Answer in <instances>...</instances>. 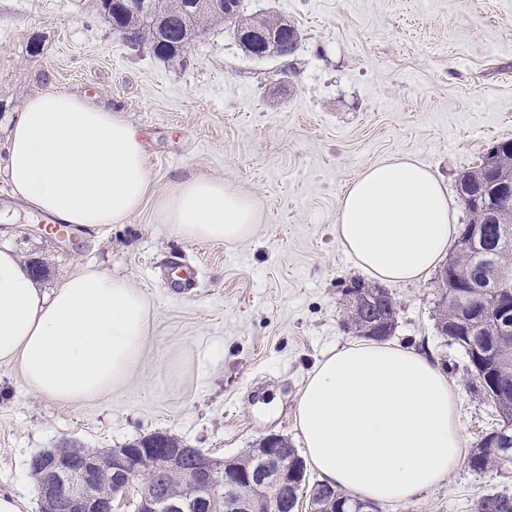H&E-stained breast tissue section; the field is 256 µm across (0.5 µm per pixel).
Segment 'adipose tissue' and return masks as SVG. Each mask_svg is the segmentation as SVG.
Listing matches in <instances>:
<instances>
[{"instance_id": "adipose-tissue-1", "label": "adipose tissue", "mask_w": 512, "mask_h": 512, "mask_svg": "<svg viewBox=\"0 0 512 512\" xmlns=\"http://www.w3.org/2000/svg\"><path fill=\"white\" fill-rule=\"evenodd\" d=\"M5 174L28 212L64 226L120 224L149 189L143 145L115 112L50 90L29 98L9 131ZM185 241L238 242L257 222L251 199L223 181L179 180L157 201ZM448 189L428 167L393 156L345 187L336 239L373 280H420L457 233ZM150 301L129 280L92 266L46 293L16 251L0 248V364L37 394L80 404L122 388L147 339ZM308 463L321 479L376 503H406L435 488L464 450L456 394L422 352L352 341L320 360L296 404Z\"/></svg>"}]
</instances>
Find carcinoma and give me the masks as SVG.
<instances>
[{
    "instance_id": "obj_1",
    "label": "carcinoma",
    "mask_w": 512,
    "mask_h": 512,
    "mask_svg": "<svg viewBox=\"0 0 512 512\" xmlns=\"http://www.w3.org/2000/svg\"><path fill=\"white\" fill-rule=\"evenodd\" d=\"M153 11L166 17V22L173 27V33L187 43L206 34L215 20L226 25L235 20L243 29L258 28L269 33L272 41L264 48L268 57L288 59L290 54L281 50L280 38L297 39L294 27L278 16L246 18L241 12L236 16L227 12H210L187 19L184 17L183 0H154ZM121 25L126 34L138 35L149 41L166 60L175 61L179 57L178 48L174 45L176 39H168L166 33L153 26L147 16L127 13L122 17ZM511 171L512 141L506 140L499 143L495 154L482 157L479 165L461 176L459 195L468 212L469 223L481 230V253L473 256L469 251L457 247L449 257L448 266L471 267L479 273L482 271V261L487 260L498 269L512 274V241H501L496 223L498 219H512V197L500 198L495 193V182ZM474 302L485 314L472 325L473 335L463 334L460 326L450 322L446 336L463 350L476 382V391L496 406L500 417L498 426L490 431V439L480 438L476 441L469 463L480 472L498 471L512 466V384L503 383V377H512V351L508 346L499 344L491 331L492 324L497 320L495 300L486 296L476 297ZM139 481L164 492L182 488L184 473L156 466L144 469ZM95 490L103 498H114L120 493L112 467L106 466L99 471ZM321 504L329 508L334 506L338 512L347 507L355 508V512L367 509V503L341 490L333 491L332 498L321 501ZM472 512H512V494L506 490L485 493L475 501Z\"/></svg>"
}]
</instances>
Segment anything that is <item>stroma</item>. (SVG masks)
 I'll use <instances>...</instances> for the list:
<instances>
[{"label": "stroma", "mask_w": 512, "mask_h": 512, "mask_svg": "<svg viewBox=\"0 0 512 512\" xmlns=\"http://www.w3.org/2000/svg\"><path fill=\"white\" fill-rule=\"evenodd\" d=\"M99 0H0V164L27 97L49 89L119 113L141 134L150 175L123 224L58 228L0 223V244L43 272L50 291L94 265L150 300L148 339L125 387L79 405L32 392L0 364V492L39 512L29 468L39 451L79 441L103 451L162 432L218 459L270 434L298 444L296 401L316 362L352 336L339 299L361 273L336 243L345 185L365 167L409 155L457 197L461 175L512 140V0H246L301 36L283 69L247 56L212 24L186 60L164 62L112 31ZM190 176L224 181L257 204L252 236L187 242L157 200ZM395 343L431 357L456 389L464 447L499 422L474 391L461 349L435 328L436 273L393 284ZM512 492V467L469 462L435 489L380 512H471ZM472 512H512V494L507 490L491 491L478 498Z\"/></svg>", "instance_id": "stroma-1"}]
</instances>
